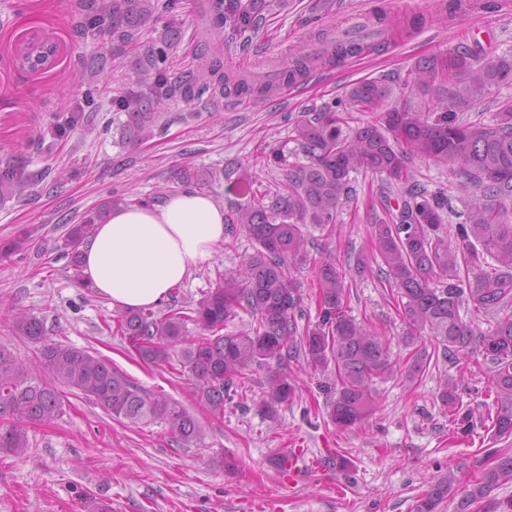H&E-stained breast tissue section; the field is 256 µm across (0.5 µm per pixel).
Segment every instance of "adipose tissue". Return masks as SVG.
<instances>
[{"instance_id": "obj_1", "label": "adipose tissue", "mask_w": 512, "mask_h": 512, "mask_svg": "<svg viewBox=\"0 0 512 512\" xmlns=\"http://www.w3.org/2000/svg\"><path fill=\"white\" fill-rule=\"evenodd\" d=\"M224 241V210L189 190L162 203L115 208L79 248L82 285L114 309L154 307Z\"/></svg>"}]
</instances>
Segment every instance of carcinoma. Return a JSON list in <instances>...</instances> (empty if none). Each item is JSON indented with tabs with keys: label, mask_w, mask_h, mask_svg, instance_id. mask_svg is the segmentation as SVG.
<instances>
[{
	"label": "carcinoma",
	"mask_w": 512,
	"mask_h": 512,
	"mask_svg": "<svg viewBox=\"0 0 512 512\" xmlns=\"http://www.w3.org/2000/svg\"><path fill=\"white\" fill-rule=\"evenodd\" d=\"M172 5L173 0H102L101 11H92L85 25L99 24L107 16L112 40L133 45L142 25ZM266 7V0H231L227 7L224 0H214V23L230 29L245 47ZM361 48L355 41L329 40L323 58L354 56ZM165 53L160 47L140 61L142 85L117 103L127 116L122 134L128 139H140L153 126L162 101L191 94L193 84L160 76L156 62ZM315 62L309 54H293L282 63L278 83L289 84ZM207 77L240 94L267 97L275 90L252 75L223 71L217 63ZM395 81L421 100L386 105ZM511 85L512 55L480 61L453 51L415 63L403 77L383 74L359 81L345 100L306 113L293 128V141L307 163L291 162L278 151L266 155V165L288 169L275 189L260 191L245 170L224 173L228 191L241 198L224 214V239L250 237L253 253L244 265L219 277L192 305L163 314L151 309L125 313L117 320L116 332L128 337L136 355L149 363L172 365L171 350L180 347L178 363L197 381V399L215 418L243 399L247 372L264 370L258 411L276 422L282 405L296 397L288 368L291 360L301 358L315 371L334 367V396L328 406L333 424L350 428L364 421L377 408V383L396 371L387 337L344 313L345 277L331 257L314 271L320 321L298 334L303 297L292 268L307 261L306 226L319 224L335 231L338 212L351 198V174L371 171L396 190L397 206L385 205L384 216L372 225L375 257L358 255L355 273L374 271L396 289L407 338L427 333L445 360L469 361L480 355L476 363L489 374L495 394V415L481 416V425L491 421L497 439L512 436V94L501 93ZM485 104L494 107L490 120L471 121L468 113ZM344 112H374L376 117L350 127ZM415 158L449 165L456 172L464 223L447 227L448 190L432 191L419 183L410 166ZM27 182L13 167L0 169V184ZM99 218L96 212L67 233L64 246L71 250L76 280L81 267L78 247ZM463 311L491 316V329L475 336ZM242 312L251 323L238 332H225ZM190 323L200 328L199 335H188ZM14 328L40 345L44 376L32 375L7 346H0L1 454H24L29 448L24 426L57 418L66 389L91 397L106 413L132 425L161 420L183 447L201 441L197 418L179 402L139 388L87 350L48 341L37 318L19 317ZM297 334L299 341L291 342ZM431 359L427 349L416 350L406 378L413 381L423 375ZM437 398L457 416L458 384L446 373L439 378ZM508 483L512 453L504 451L465 492L458 512H473L491 489ZM455 485L451 472L434 477L414 501L413 512H437Z\"/></svg>",
	"instance_id": "obj_1"
}]
</instances>
